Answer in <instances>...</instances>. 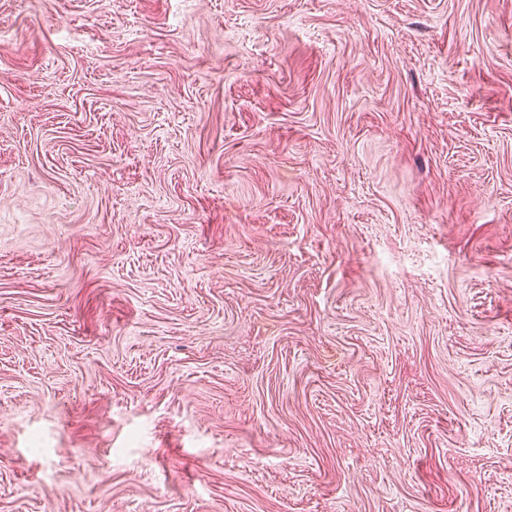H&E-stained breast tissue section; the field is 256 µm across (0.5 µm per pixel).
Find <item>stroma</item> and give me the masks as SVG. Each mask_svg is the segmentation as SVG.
I'll return each instance as SVG.
<instances>
[{
    "label": "stroma",
    "instance_id": "35a3bbf8",
    "mask_svg": "<svg viewBox=\"0 0 512 512\" xmlns=\"http://www.w3.org/2000/svg\"><path fill=\"white\" fill-rule=\"evenodd\" d=\"M0 512H512V0H0Z\"/></svg>",
    "mask_w": 512,
    "mask_h": 512
}]
</instances>
